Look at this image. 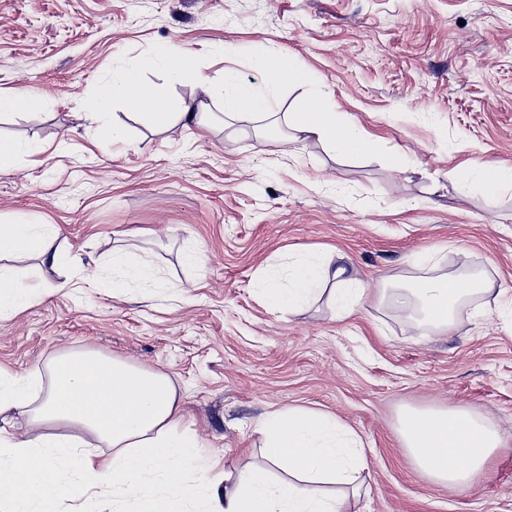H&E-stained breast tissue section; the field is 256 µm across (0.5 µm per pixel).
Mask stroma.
<instances>
[{
    "instance_id": "obj_1",
    "label": "stroma",
    "mask_w": 512,
    "mask_h": 512,
    "mask_svg": "<svg viewBox=\"0 0 512 512\" xmlns=\"http://www.w3.org/2000/svg\"><path fill=\"white\" fill-rule=\"evenodd\" d=\"M173 48L216 91L207 127L163 133L115 100L89 115L130 60ZM268 54L311 71L378 151L342 158L284 123L271 147L226 118L225 69L263 84L253 62ZM1 91L45 105L37 121L0 115V135L40 148L0 172V224L57 228L61 268L0 265L73 286L0 318V369L23 377L94 351L167 374L181 430L229 487L263 465L266 415L304 408L364 442L347 512H512V312L468 303L436 336L373 296L463 262L512 298V189L452 177L512 166V0H0ZM118 246L148 251L157 280L113 296ZM318 251L342 252L369 296L348 315L325 297L270 311L268 279ZM448 407L501 438L464 492L422 474L402 443L407 410Z\"/></svg>"
}]
</instances>
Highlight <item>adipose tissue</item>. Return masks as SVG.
<instances>
[{
    "label": "adipose tissue",
    "mask_w": 512,
    "mask_h": 512,
    "mask_svg": "<svg viewBox=\"0 0 512 512\" xmlns=\"http://www.w3.org/2000/svg\"><path fill=\"white\" fill-rule=\"evenodd\" d=\"M148 59L129 62L112 81V97L132 114L145 117L161 131L207 126L210 115L192 111L182 98L160 93L142 79ZM264 85L243 81L232 69L224 72V107L232 119L275 125L278 90L307 86L309 71L284 58L259 60ZM111 97V98H112ZM289 127L342 156L373 153L378 143L337 112L322 92H314L288 115ZM54 228L36 224H1L0 257L32 256L56 267L59 249ZM112 280L123 294L127 277L143 281L155 275L150 256L113 252ZM329 295L339 313L361 304L358 287L345 262L322 255L288 268V283L271 282L268 304L295 309ZM416 315L413 328L428 327L442 335L455 322L461 305L480 296L501 304L495 280L471 275L465 268L426 278L408 289ZM179 403L170 378L133 363L95 352H65L46 372L17 378L0 370V415L25 416L39 435L0 437V505L6 512H60L61 501L77 502L90 489L113 501L132 500L136 512H185L201 490H208L210 512H342L341 499L323 493L314 481L325 478L356 488L366 460L360 437L334 417L303 409L269 413L258 427L266 466L287 468L291 479L271 483L265 468L241 471L236 485L221 490L219 479L206 485L186 482L187 468L206 472L196 439L179 429ZM402 441L415 466L435 483L463 491L481 475L501 446L497 432L464 408L411 411L403 418ZM69 427L66 435L50 433L53 425ZM110 448L100 457L94 444Z\"/></svg>",
    "instance_id": "obj_1"
}]
</instances>
